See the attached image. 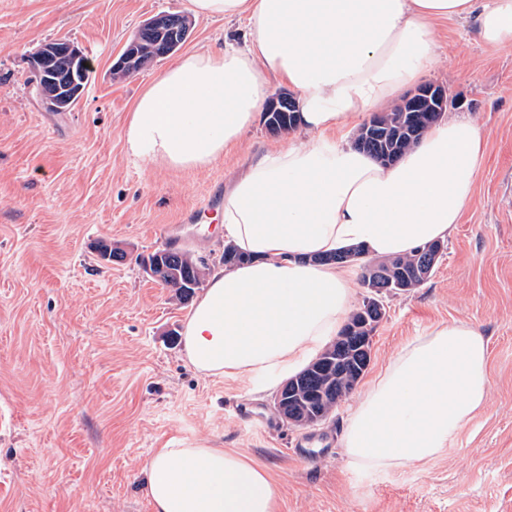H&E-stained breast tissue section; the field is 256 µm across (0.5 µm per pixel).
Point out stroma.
<instances>
[{
  "instance_id": "obj_1",
  "label": "stroma",
  "mask_w": 512,
  "mask_h": 512,
  "mask_svg": "<svg viewBox=\"0 0 512 512\" xmlns=\"http://www.w3.org/2000/svg\"><path fill=\"white\" fill-rule=\"evenodd\" d=\"M186 0H0V512H153L144 467L170 443L205 442L267 466L278 512H512V44L479 41L473 24H441L431 83L485 141L476 194L433 276L385 298L366 388L411 337L454 320L490 341L489 404L451 448L376 475L350 469L338 433L351 407L304 430L283 423L260 383L217 379L187 362L180 334L192 301L143 270L174 246L223 263L224 231L204 210L250 158L287 140L262 119L199 171L144 163L123 129L167 55L116 81L112 61L141 22L185 14ZM241 20L196 18L189 54L241 38ZM66 39L93 72L65 116L48 115L30 84L32 57ZM202 211L184 224L185 209ZM122 247L107 264L97 246ZM249 401L253 420L235 409Z\"/></svg>"
}]
</instances>
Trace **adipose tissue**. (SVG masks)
<instances>
[{"label":"adipose tissue","mask_w":512,"mask_h":512,"mask_svg":"<svg viewBox=\"0 0 512 512\" xmlns=\"http://www.w3.org/2000/svg\"><path fill=\"white\" fill-rule=\"evenodd\" d=\"M198 18L245 19V45L186 54L145 86L124 140L136 160L209 167L239 142L271 81L300 96L309 138L266 149L224 192V236L248 263L212 272L187 317L184 354L207 377L280 387L339 335L352 269L315 258L361 246L392 258L442 240L472 202L483 136L468 118L431 126L392 164L337 137L434 67L436 25L473 20L512 43V0H187ZM489 344L467 322L408 340L362 392L342 432L353 469L377 473L453 445L490 391ZM154 512H276L262 466L201 442L157 449L145 467Z\"/></svg>","instance_id":"ef3b65f1"}]
</instances>
